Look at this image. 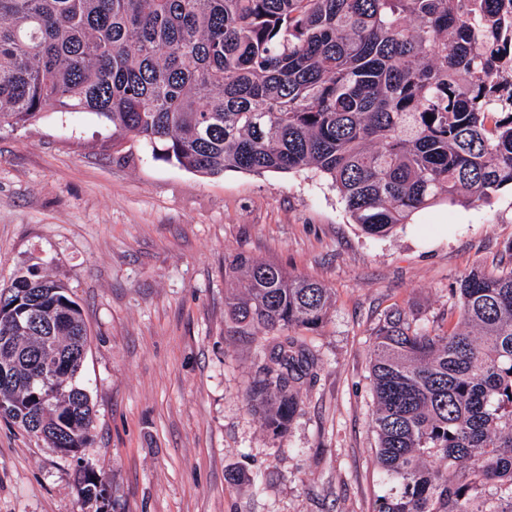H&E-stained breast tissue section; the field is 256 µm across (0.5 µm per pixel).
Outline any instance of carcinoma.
I'll return each mask as SVG.
<instances>
[{
	"mask_svg": "<svg viewBox=\"0 0 512 512\" xmlns=\"http://www.w3.org/2000/svg\"><path fill=\"white\" fill-rule=\"evenodd\" d=\"M49 110L94 113L112 145L140 140L203 175L315 170L385 236L512 186V0H0V130ZM224 277L244 327L314 331L332 305L321 283L241 252ZM455 295L446 330L396 307L373 334L374 512H512V269L474 270ZM89 343L63 282L33 267L0 286L12 422L89 440ZM57 357L55 385L79 389L67 406L27 390ZM303 359L278 346L245 392L274 436L300 407Z\"/></svg>",
	"mask_w": 512,
	"mask_h": 512,
	"instance_id": "obj_1",
	"label": "carcinoma"
}]
</instances>
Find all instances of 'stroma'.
Returning a JSON list of instances; mask_svg holds the SVG:
<instances>
[{"mask_svg": "<svg viewBox=\"0 0 512 512\" xmlns=\"http://www.w3.org/2000/svg\"><path fill=\"white\" fill-rule=\"evenodd\" d=\"M244 252L330 288L315 359L279 436L245 401L275 337H240L224 311V258ZM38 266L90 333L94 427L77 457L0 419V512H372V335L399 307L434 328L471 271L512 269V188L426 208L385 237L355 224L313 172L206 176L138 140L112 147L92 113L0 131V283Z\"/></svg>", "mask_w": 512, "mask_h": 512, "instance_id": "1", "label": "stroma"}]
</instances>
